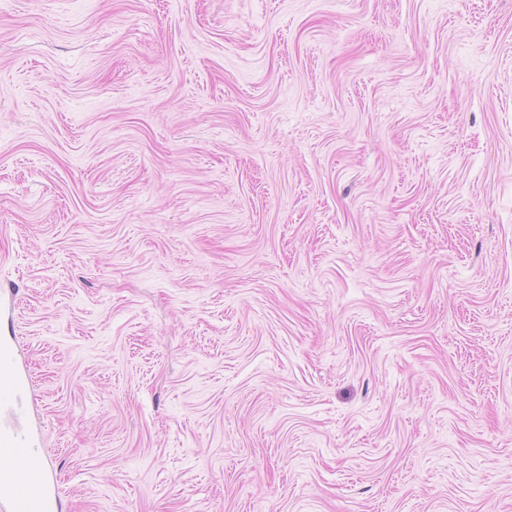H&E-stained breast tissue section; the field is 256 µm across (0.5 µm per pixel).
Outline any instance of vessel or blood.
<instances>
[{"label":"vessel or blood","instance_id":"b4317fda","mask_svg":"<svg viewBox=\"0 0 512 512\" xmlns=\"http://www.w3.org/2000/svg\"><path fill=\"white\" fill-rule=\"evenodd\" d=\"M27 379L21 360L8 347L0 348V404L22 403ZM0 453L10 466L0 468V500L9 512H59L60 497L51 463L32 438L0 429Z\"/></svg>","mask_w":512,"mask_h":512}]
</instances>
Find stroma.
<instances>
[{
  "mask_svg": "<svg viewBox=\"0 0 512 512\" xmlns=\"http://www.w3.org/2000/svg\"><path fill=\"white\" fill-rule=\"evenodd\" d=\"M62 512H512V0H0V346ZM27 379L22 361L8 347L0 349V404H22Z\"/></svg>",
  "mask_w": 512,
  "mask_h": 512,
  "instance_id": "stroma-1",
  "label": "stroma"
}]
</instances>
